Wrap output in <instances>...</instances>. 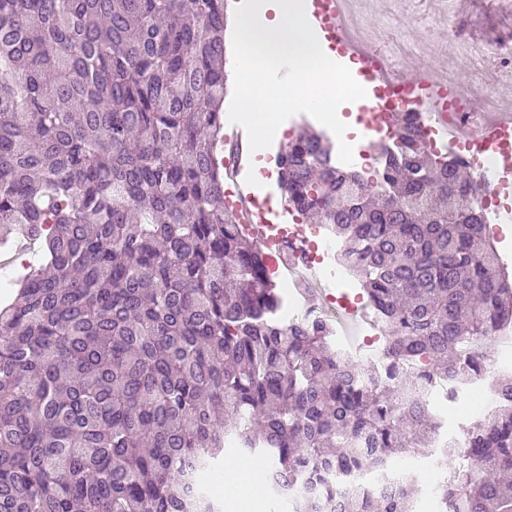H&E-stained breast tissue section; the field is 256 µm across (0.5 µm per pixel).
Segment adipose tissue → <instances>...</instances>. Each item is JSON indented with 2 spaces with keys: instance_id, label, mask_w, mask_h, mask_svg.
I'll list each match as a JSON object with an SVG mask.
<instances>
[{
  "instance_id": "adipose-tissue-1",
  "label": "adipose tissue",
  "mask_w": 512,
  "mask_h": 512,
  "mask_svg": "<svg viewBox=\"0 0 512 512\" xmlns=\"http://www.w3.org/2000/svg\"><path fill=\"white\" fill-rule=\"evenodd\" d=\"M264 466L258 461H232L226 464L219 489L228 512H265Z\"/></svg>"
}]
</instances>
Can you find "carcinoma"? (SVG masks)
Returning <instances> with one entry per match:
<instances>
[{
    "label": "carcinoma",
    "instance_id": "obj_1",
    "mask_svg": "<svg viewBox=\"0 0 512 512\" xmlns=\"http://www.w3.org/2000/svg\"><path fill=\"white\" fill-rule=\"evenodd\" d=\"M224 0H0V243L39 261L0 305V512H219L228 448L272 460L291 512H416L338 484L439 457L421 383L486 372L512 278L478 181L397 117L376 179L309 125L274 159L299 214L383 327L356 364L332 324L282 316L266 257L224 205ZM442 461V512H512V376Z\"/></svg>",
    "mask_w": 512,
    "mask_h": 512
}]
</instances>
